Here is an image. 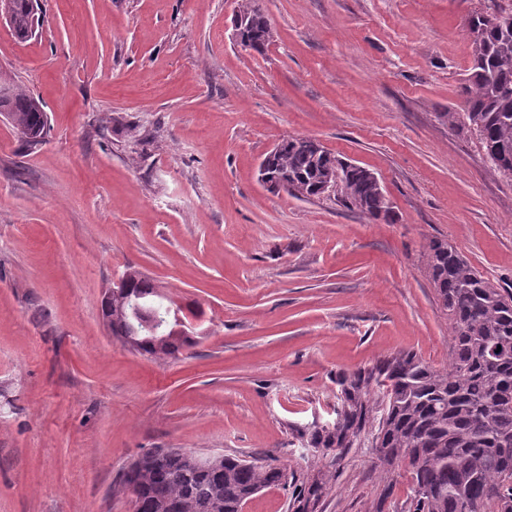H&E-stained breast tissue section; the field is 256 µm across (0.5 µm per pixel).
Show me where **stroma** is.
I'll return each mask as SVG.
<instances>
[{
    "label": "stroma",
    "mask_w": 512,
    "mask_h": 512,
    "mask_svg": "<svg viewBox=\"0 0 512 512\" xmlns=\"http://www.w3.org/2000/svg\"><path fill=\"white\" fill-rule=\"evenodd\" d=\"M241 0H41L0 22V85L41 101L44 142L0 117V512H133L114 488L154 448L320 462L298 430L334 423L340 383L379 359L448 366L432 241L512 292V179L473 130L465 33L512 0H259L265 54L233 38ZM374 172L392 222L258 178L288 136ZM203 334L156 361L101 300L127 268ZM368 439L319 512H373ZM12 9L9 19L10 27L14 36L20 40H26L31 36L33 19V1L32 0H12Z\"/></svg>",
    "instance_id": "obj_1"
}]
</instances>
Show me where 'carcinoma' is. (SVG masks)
<instances>
[{
	"mask_svg": "<svg viewBox=\"0 0 512 512\" xmlns=\"http://www.w3.org/2000/svg\"><path fill=\"white\" fill-rule=\"evenodd\" d=\"M14 36H31L33 0H12ZM237 21L250 51L265 54L271 26L255 0H241ZM472 63L464 93L468 119L494 168L512 178V23L472 16L465 27ZM0 115L29 146L47 135V117L30 95H0ZM267 173L299 199L341 173L344 203L377 218L392 211L368 169L343 161L317 139L290 136L265 156ZM431 283L448 312V369L438 371L412 352L378 360L342 381L331 425L300 432L320 450L316 473L297 485L291 512H318L336 480L340 461L361 436L371 438L384 485L374 512H390L389 468L415 457L410 492L400 512H512V295L485 279L452 246L433 242L426 253ZM126 290L102 301L112 335L133 334L136 351L154 360L194 344L189 317L140 271L129 268ZM288 484L286 469L215 454L195 459L183 448L143 453L123 470L119 487L137 494V512H239L246 499L270 485Z\"/></svg>",
	"mask_w": 512,
	"mask_h": 512,
	"instance_id": "1",
	"label": "carcinoma"
}]
</instances>
